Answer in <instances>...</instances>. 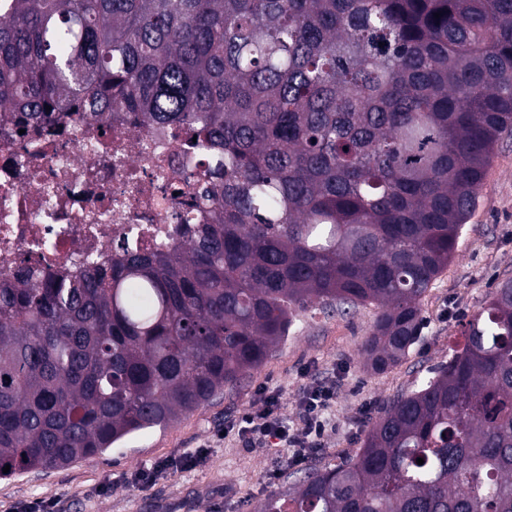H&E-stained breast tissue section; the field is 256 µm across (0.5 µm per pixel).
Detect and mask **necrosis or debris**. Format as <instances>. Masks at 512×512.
I'll return each mask as SVG.
<instances>
[{
    "mask_svg": "<svg viewBox=\"0 0 512 512\" xmlns=\"http://www.w3.org/2000/svg\"><path fill=\"white\" fill-rule=\"evenodd\" d=\"M183 137L139 129L123 111L64 110L21 134L0 113V270L74 273L184 236L210 204L174 192L194 165Z\"/></svg>",
    "mask_w": 512,
    "mask_h": 512,
    "instance_id": "4bbe7bcc",
    "label": "necrosis or debris"
}]
</instances>
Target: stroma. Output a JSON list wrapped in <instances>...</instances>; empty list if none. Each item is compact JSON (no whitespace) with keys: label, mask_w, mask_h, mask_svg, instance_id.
I'll return each instance as SVG.
<instances>
[{"label":"stroma","mask_w":512,"mask_h":512,"mask_svg":"<svg viewBox=\"0 0 512 512\" xmlns=\"http://www.w3.org/2000/svg\"><path fill=\"white\" fill-rule=\"evenodd\" d=\"M506 276L512 277V134L496 146L477 208L454 259L422 300L420 334L402 362L376 369L368 360L364 341L376 307L361 305L344 316L311 307L257 371L174 425L134 434L99 459L0 480V512L32 497L54 500L59 512H252L300 469L286 450H250L237 436L240 417L261 409V388L278 389L280 411L292 419L306 389L334 386L329 416L336 429L308 461L336 463L361 447L389 399L415 390L447 362L462 340L463 324ZM199 446L207 447L208 456L196 470L159 478L146 489L127 484L136 469Z\"/></svg>","instance_id":"stroma-1"}]
</instances>
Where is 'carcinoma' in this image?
<instances>
[{"label":"carcinoma","mask_w":512,"mask_h":512,"mask_svg":"<svg viewBox=\"0 0 512 512\" xmlns=\"http://www.w3.org/2000/svg\"><path fill=\"white\" fill-rule=\"evenodd\" d=\"M73 103L184 131L215 206L110 267L0 272V480L177 423L317 303L376 306L368 358L401 362L512 133V0H0V111ZM462 337L254 512H512V277Z\"/></svg>","instance_id":"1"}]
</instances>
